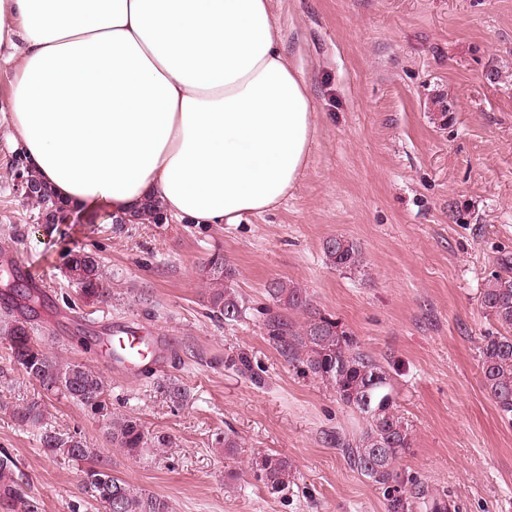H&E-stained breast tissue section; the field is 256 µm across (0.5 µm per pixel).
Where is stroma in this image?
Wrapping results in <instances>:
<instances>
[{"instance_id":"1","label":"stroma","mask_w":512,"mask_h":512,"mask_svg":"<svg viewBox=\"0 0 512 512\" xmlns=\"http://www.w3.org/2000/svg\"><path fill=\"white\" fill-rule=\"evenodd\" d=\"M283 48L302 72L317 135L288 199L247 224H115L101 212L38 224L18 188L0 129V275L16 264L48 296L35 338L66 362L96 367L100 325L133 320L166 337L162 371L104 372L115 416H131L166 448L129 457L106 420L46 396L50 424L81 431L114 475L164 498L170 512H387L381 485L331 435L357 436L364 414L288 361L266 329L280 280L306 290L386 366L412 446L396 463L408 512L417 487L460 512H512V419L482 383L479 351L498 330L479 303L512 257V0H272ZM362 249L357 271L327 265L325 239ZM95 251L110 296L84 300L67 278L69 251ZM223 254L246 311L212 317L203 267ZM0 346V451L19 463L42 512H104L79 465L47 454L39 430L12 413L38 387ZM182 385L172 406L159 377ZM239 448L225 460L214 439ZM268 454L294 477L274 491L255 475Z\"/></svg>"}]
</instances>
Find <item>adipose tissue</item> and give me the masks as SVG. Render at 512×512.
Instances as JSON below:
<instances>
[{"label":"adipose tissue","instance_id":"adipose-tissue-1","mask_svg":"<svg viewBox=\"0 0 512 512\" xmlns=\"http://www.w3.org/2000/svg\"><path fill=\"white\" fill-rule=\"evenodd\" d=\"M6 128L62 206L243 224L297 186L317 135L271 0H0Z\"/></svg>","mask_w":512,"mask_h":512}]
</instances>
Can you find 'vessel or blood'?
<instances>
[{
    "label": "vessel or blood",
    "instance_id": "vessel-or-blood-1",
    "mask_svg": "<svg viewBox=\"0 0 512 512\" xmlns=\"http://www.w3.org/2000/svg\"><path fill=\"white\" fill-rule=\"evenodd\" d=\"M162 345V337L149 340L136 335L129 324L119 323L102 336L97 362L107 370L127 376L147 365L159 366Z\"/></svg>",
    "mask_w": 512,
    "mask_h": 512
}]
</instances>
